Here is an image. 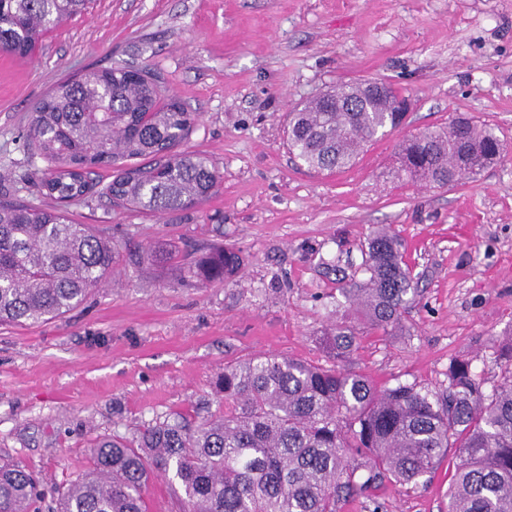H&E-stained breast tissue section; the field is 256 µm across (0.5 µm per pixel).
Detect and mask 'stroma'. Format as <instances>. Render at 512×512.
<instances>
[{"mask_svg": "<svg viewBox=\"0 0 512 512\" xmlns=\"http://www.w3.org/2000/svg\"><path fill=\"white\" fill-rule=\"evenodd\" d=\"M150 69L199 116L185 151L220 181L200 207L156 214L87 197L66 209L111 239L112 272L62 318L0 325V461L62 487L100 437L218 414L225 365L274 354L331 366L321 344L341 288L365 279L378 228L407 245L418 296L403 334L360 335L352 364L379 386L442 392L470 361L485 390L504 381L512 331V0H91L33 57L0 50V201L40 208L42 169L25 136L36 103L84 69ZM385 81L413 103L406 123L327 174L288 150V114L329 86ZM495 128L504 156L474 182H396L398 145L457 115ZM245 259L233 279L185 278L216 246ZM154 250L164 262L134 264ZM447 461L417 487L384 482L336 512H444Z\"/></svg>", "mask_w": 512, "mask_h": 512, "instance_id": "35a3bbf8", "label": "stroma"}]
</instances>
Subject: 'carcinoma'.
I'll list each match as a JSON object with an SVG mask.
<instances>
[{
    "label": "carcinoma",
    "instance_id": "cac0c4a2",
    "mask_svg": "<svg viewBox=\"0 0 512 512\" xmlns=\"http://www.w3.org/2000/svg\"><path fill=\"white\" fill-rule=\"evenodd\" d=\"M90 0H0V50L25 59L50 29L84 14ZM356 95V110L315 97L288 113V148L318 173L350 166L377 135L400 129L398 90ZM197 116L156 77L126 67L89 70L60 84L34 108L28 146L47 163L35 182L60 203L97 191L113 206L164 214L201 205L217 188L212 158L180 147ZM502 150L495 129L457 117L403 142L394 179L453 186L483 172ZM112 170L101 186L92 175ZM367 278L341 289L366 325L386 335L403 325L417 288L403 241L385 228L362 251ZM115 263L112 241L61 208L0 202V324L56 319L99 287ZM242 257L217 249L184 267L200 284L235 276ZM356 329L338 321L323 343L335 365L268 355L224 367L217 390L224 414L199 422L149 423L112 433L91 448V470L65 490L47 491L26 470L0 464V512H148L147 490L172 476L181 512H336L341 494L374 491L385 480L415 487L453 449L447 512H512V340L503 345L509 379L487 393L466 360L448 366L436 396L414 383L380 389L342 366ZM359 455L362 462L352 460Z\"/></svg>",
    "mask_w": 512,
    "mask_h": 512
}]
</instances>
